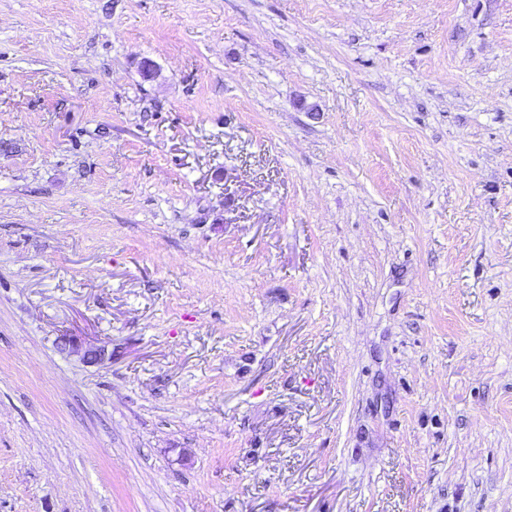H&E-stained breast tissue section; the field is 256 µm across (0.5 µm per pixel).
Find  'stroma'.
<instances>
[{"label": "stroma", "instance_id": "1", "mask_svg": "<svg viewBox=\"0 0 512 512\" xmlns=\"http://www.w3.org/2000/svg\"><path fill=\"white\" fill-rule=\"evenodd\" d=\"M0 512H512V0H0Z\"/></svg>", "mask_w": 512, "mask_h": 512}]
</instances>
